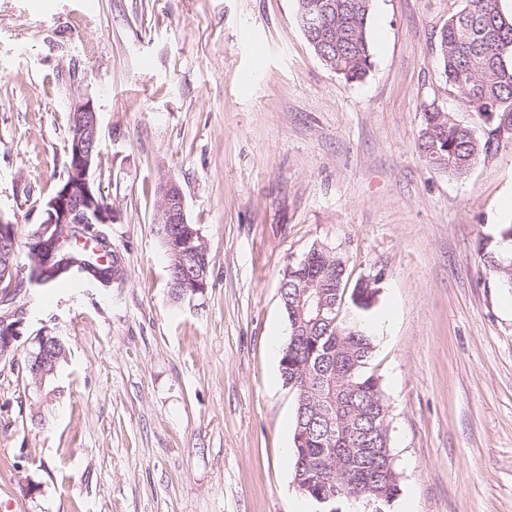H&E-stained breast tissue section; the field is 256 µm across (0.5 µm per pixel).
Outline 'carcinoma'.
<instances>
[{
	"mask_svg": "<svg viewBox=\"0 0 512 512\" xmlns=\"http://www.w3.org/2000/svg\"><path fill=\"white\" fill-rule=\"evenodd\" d=\"M336 10L329 23L335 31V43L326 44L331 67L348 82L361 80L372 65V43L367 32L371 0H333ZM441 64L448 84L467 100L479 115H496L498 126L512 127V16L500 9L499 0H466V5L448 19L441 34ZM419 146L429 164L442 171L462 175L476 163L479 156L491 149L492 142L480 140L475 131L454 122L448 113L432 109L425 115V126L419 135ZM71 235H84L92 248L75 251L60 239L47 246L27 239L28 263L22 268L15 288L24 285L49 286L78 277L95 278L107 287L112 283L113 256L107 264L99 263L95 248L102 242L89 234L86 227L72 224ZM168 255L169 288L178 291L186 283V273L195 264L188 254L187 233L169 224L156 225ZM17 246L16 227L0 223V256ZM319 274V283L327 297L335 302V310L345 293L341 257L321 247L306 254L297 264L288 267V276L281 281L280 295L288 324H293L287 305L295 304L299 290L308 285V272ZM288 366L281 367L285 384L301 381L312 391L325 380H335L339 401L334 414L346 429L358 432L370 428L373 418L387 408L381 382L369 370L375 350V336L352 321H338L336 314L321 320L305 315L298 335L288 336ZM309 428V438L301 446H293V483L301 494L313 501L324 496L358 489L371 496L383 491L393 499L399 491L398 480L386 472V479L374 478L372 465H387L392 456L388 442L376 437L372 452L342 460L341 469L334 468L336 457L345 444L323 443L324 426L311 407L296 403L295 428Z\"/></svg>",
	"mask_w": 512,
	"mask_h": 512,
	"instance_id": "carcinoma-1",
	"label": "carcinoma"
}]
</instances>
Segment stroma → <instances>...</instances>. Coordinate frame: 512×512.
Wrapping results in <instances>:
<instances>
[{
    "label": "stroma",
    "instance_id": "1",
    "mask_svg": "<svg viewBox=\"0 0 512 512\" xmlns=\"http://www.w3.org/2000/svg\"><path fill=\"white\" fill-rule=\"evenodd\" d=\"M463 5L371 0L372 66L349 83L297 0H0V214L25 242L90 96L123 267L107 288H28L0 358V512H293L296 394L270 340L289 336L283 273L317 245L376 337L400 488L384 512H512V288L487 264L512 228V131L443 74ZM429 105L491 140L467 174L421 154ZM166 177L210 260L182 301L153 224ZM42 332L68 349L50 398L25 369Z\"/></svg>",
    "mask_w": 512,
    "mask_h": 512
}]
</instances>
